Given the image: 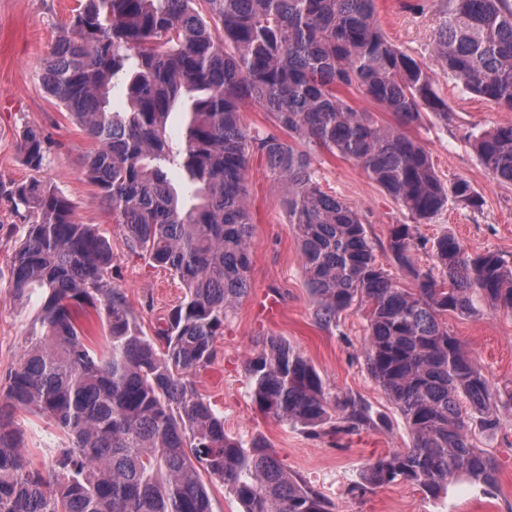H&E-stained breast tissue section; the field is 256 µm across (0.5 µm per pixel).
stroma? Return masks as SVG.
Instances as JSON below:
<instances>
[{"mask_svg":"<svg viewBox=\"0 0 512 512\" xmlns=\"http://www.w3.org/2000/svg\"><path fill=\"white\" fill-rule=\"evenodd\" d=\"M75 5L76 0H0V188L29 178L19 158V133L27 126L41 128L53 143L44 177L71 200L81 223L96 225L110 241L112 276L150 334L179 303V284L167 270L130 254L97 188L82 172L91 141L45 93L39 78L40 64ZM444 8L443 0H377L379 21L389 39L430 68L437 90L448 102V122L425 116L421 125L409 128V135L427 148L444 182L467 179L482 197L480 208L451 204L419 225L416 258L420 265H429L434 238L447 231L469 253L492 251L512 261V184L496 181L484 170L469 140L479 130L512 123V111L463 94L432 56L431 43ZM315 166L323 190L358 211L378 260L389 266L401 287L415 288L410 274L392 266L388 251L391 228L410 223V215L356 162L322 153ZM246 184L253 224L249 291L216 337L212 364L192 376L199 393L223 413L225 431L244 441L263 436L288 470L328 497L336 512H512V409L502 410L500 429L474 437L476 446L498 463L495 496H479L462 481L449 487L446 498L435 501L404 482L358 498L347 495V486L358 481L367 461L409 446L410 434L396 406L368 372L363 354L366 307L351 306L329 324L318 320L298 241L260 155H252L247 165ZM21 234V224L0 195V383L22 353L40 302L35 293L26 304H18L9 287ZM266 297L278 305L271 320L257 308L258 300ZM447 324L495 386L512 385L511 312L485 307L475 316L448 315ZM271 336L299 348L331 391L364 402L373 415L383 417V424L354 434L313 438L265 417L251 402L246 365ZM17 422L23 431V452L45 455L57 447L59 432L43 420L21 413Z\"/></svg>","mask_w":512,"mask_h":512,"instance_id":"1","label":"stroma"}]
</instances>
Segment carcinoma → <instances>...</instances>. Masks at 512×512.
Segmentation results:
<instances>
[{
  "instance_id": "obj_1",
  "label": "carcinoma",
  "mask_w": 512,
  "mask_h": 512,
  "mask_svg": "<svg viewBox=\"0 0 512 512\" xmlns=\"http://www.w3.org/2000/svg\"><path fill=\"white\" fill-rule=\"evenodd\" d=\"M375 3L77 0L41 85L93 141L83 170L130 253L168 270L182 297L165 326L143 331L112 281L110 243L41 178L51 141L24 128L19 153L32 176L6 191L23 228L11 288L16 301L38 292L42 302L0 388V512H214L217 487L242 512H334L264 437L227 434L192 380L249 290L245 172L254 153L284 187L318 319L368 305L366 365L410 432L411 445L370 459L350 493L405 482L439 500L460 479L493 493L498 464L475 447L472 425L499 429L512 389L490 382L442 317L473 313L479 298L512 312V262L472 255L448 233L432 242L431 266L415 260L418 224L450 201L477 208L480 198L464 178L444 183L406 132L427 112L448 122V101L428 66L389 40ZM432 52L462 92L512 111V0H446ZM117 78L121 111L110 106ZM343 89L395 124L354 109ZM251 103L273 131L246 129ZM177 104L185 125L175 148L168 119ZM473 147L493 178L512 183V124L480 133ZM318 151L361 165L411 215L414 223L392 227L388 249L416 291L398 287L377 260L358 211L321 188ZM89 309L105 334L100 354L79 321ZM246 374L253 404L282 425L319 436L376 424L282 338L267 339ZM23 411L64 436L40 461L19 451Z\"/></svg>"
}]
</instances>
